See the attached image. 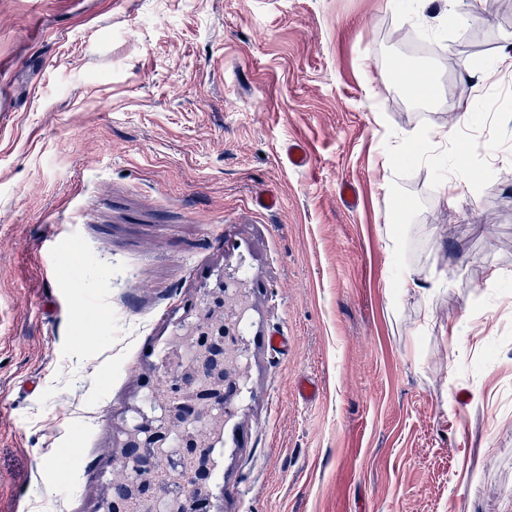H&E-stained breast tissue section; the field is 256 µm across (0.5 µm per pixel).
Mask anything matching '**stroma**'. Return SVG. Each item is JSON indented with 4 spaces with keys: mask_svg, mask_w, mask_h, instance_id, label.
Instances as JSON below:
<instances>
[{
    "mask_svg": "<svg viewBox=\"0 0 512 512\" xmlns=\"http://www.w3.org/2000/svg\"><path fill=\"white\" fill-rule=\"evenodd\" d=\"M489 2L0 0V512H103L160 347L243 260L250 393L211 512H512V0ZM401 59L421 79L387 82Z\"/></svg>",
    "mask_w": 512,
    "mask_h": 512,
    "instance_id": "obj_1",
    "label": "stroma"
}]
</instances>
